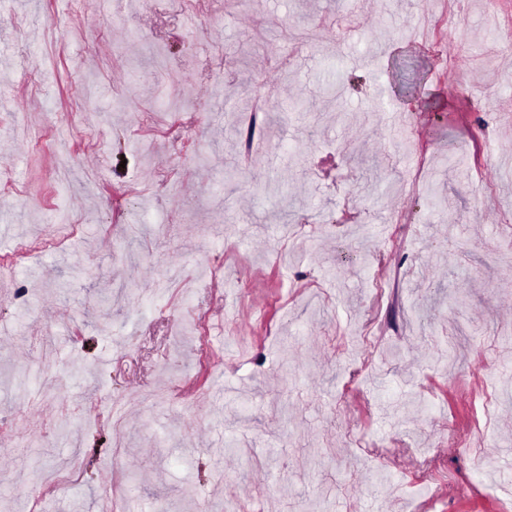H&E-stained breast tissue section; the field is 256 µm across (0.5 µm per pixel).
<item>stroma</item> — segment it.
<instances>
[{
  "label": "stroma",
  "mask_w": 512,
  "mask_h": 512,
  "mask_svg": "<svg viewBox=\"0 0 512 512\" xmlns=\"http://www.w3.org/2000/svg\"><path fill=\"white\" fill-rule=\"evenodd\" d=\"M0 52V512H512V0H0Z\"/></svg>",
  "instance_id": "stroma-1"
}]
</instances>
